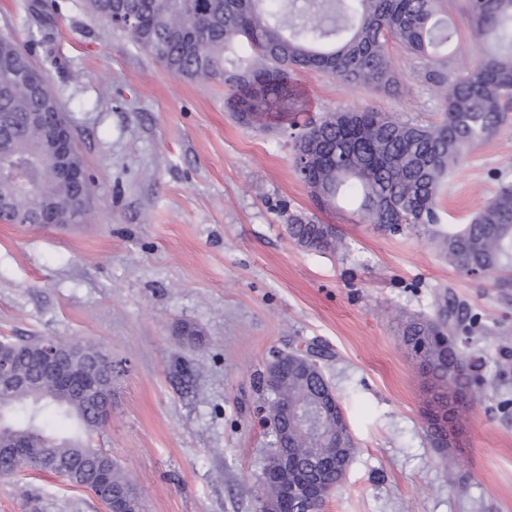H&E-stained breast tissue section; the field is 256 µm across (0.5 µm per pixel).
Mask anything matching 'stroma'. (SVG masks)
I'll return each instance as SVG.
<instances>
[{
  "instance_id": "obj_1",
  "label": "stroma",
  "mask_w": 512,
  "mask_h": 512,
  "mask_svg": "<svg viewBox=\"0 0 512 512\" xmlns=\"http://www.w3.org/2000/svg\"><path fill=\"white\" fill-rule=\"evenodd\" d=\"M0 0V36L32 50L94 179L80 224L0 223V336H69L112 354V414L92 438L147 512H256L275 437L259 385L271 350L318 341L358 452L323 512H512V297L458 273L424 237L359 223L352 204L316 207L279 127L240 123L218 81L170 75L129 34L62 0ZM452 67L478 49L465 0H448ZM397 83L375 91L299 73L300 121L374 109L430 124L441 106L424 62L389 48ZM512 173V121L471 147L438 198L443 225L469 223ZM333 225L344 253L308 251L288 217ZM453 292L479 326L482 379L459 410L452 456L428 437L426 379L401 343ZM199 336L186 343L182 325ZM0 512H105L87 490L22 469L0 477Z\"/></svg>"
}]
</instances>
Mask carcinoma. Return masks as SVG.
Instances as JSON below:
<instances>
[{"label": "carcinoma", "mask_w": 512, "mask_h": 512, "mask_svg": "<svg viewBox=\"0 0 512 512\" xmlns=\"http://www.w3.org/2000/svg\"><path fill=\"white\" fill-rule=\"evenodd\" d=\"M96 15L112 20L119 0H87ZM140 5L143 23L127 30L133 43L155 58L170 74L191 80H217L231 89L225 101L237 116L244 113L265 125L290 131L296 155L312 157L300 168L309 185L333 188L360 198L359 222L389 233L407 230L437 244L458 272L491 277L506 298L512 289V177L496 174L495 195L471 222L443 230L438 197L463 151L490 140L512 120V0H467L478 62L454 69L440 55L455 36L443 16L446 0H130ZM395 42L426 61L418 78L441 101V119L422 125L368 109L331 113L317 122L295 120L298 99L293 75L317 71L346 83L388 91L397 83L389 63ZM245 46V65L227 54ZM20 68L24 75L0 79V125L10 134L0 138V163L16 170L0 174V221L36 224L43 198L55 202L57 224L76 223L79 190L58 177L59 158L49 145V128L62 109L49 81L30 53L12 39L0 37V75ZM33 112L48 113L32 124ZM288 235L299 246L335 251L342 239L329 224L290 218ZM463 303L453 292L433 319L408 322L403 342L418 356L433 389L429 401L430 432L438 448H453L458 436L448 406L472 394L473 366L462 347L470 335L463 323ZM41 337L10 338L0 343L15 350V370L36 374L35 356ZM51 341L66 355L65 374L87 371L93 360L106 357L102 345L55 336ZM312 352L317 365L288 359V375L261 376L264 407L277 418L287 406L313 401L324 407L330 437L314 440L292 430L276 436L274 454L262 471L261 495L281 501L293 512V501L282 499L285 488L305 483L314 465L329 487L340 479L336 458H354L357 448L340 403L325 395L323 363L330 350L312 343L294 356ZM112 383L101 382L89 395L78 385L63 386L54 378L35 380L28 387L0 389V447L19 448L21 467L53 473L89 488L96 469L108 473L112 491L130 499L131 512H145L141 497L112 456L91 443L107 419L97 404L111 400ZM54 411L71 420L76 432L52 433L46 414ZM287 455L292 465L275 464Z\"/></svg>", "instance_id": "carcinoma-1"}]
</instances>
